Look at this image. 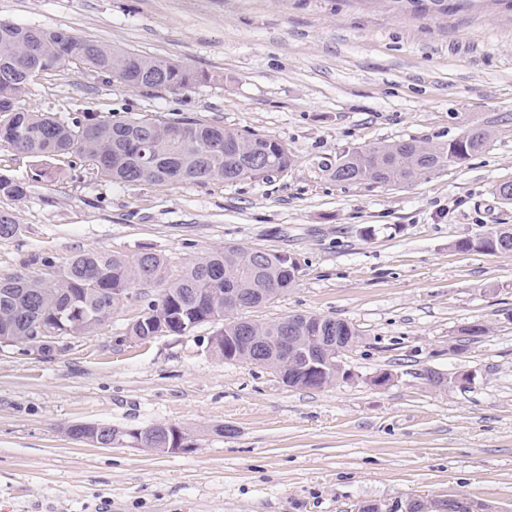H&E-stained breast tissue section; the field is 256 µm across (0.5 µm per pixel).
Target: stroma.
I'll use <instances>...</instances> for the list:
<instances>
[{
  "mask_svg": "<svg viewBox=\"0 0 512 512\" xmlns=\"http://www.w3.org/2000/svg\"><path fill=\"white\" fill-rule=\"evenodd\" d=\"M1 19L208 77L131 92L77 63L36 77L32 107L271 135L295 163L260 182L154 185L92 179L65 156L35 181L31 159L2 145L0 174L29 188L0 197L21 226L0 239V281L53 280L89 250L156 251L179 271L216 247L262 248L298 258L301 276L240 318L318 314L360 338L340 355L349 379L322 389L215 357L213 324L126 338L139 297L49 353L0 346V512H353L461 493L512 512V253L456 246L512 225L495 193L512 182V0L439 16L386 0H0ZM470 128L489 132L483 152L411 183L322 170L346 150ZM472 324L488 331L464 341ZM381 372L392 381L373 385ZM76 423L175 425L192 446L87 445L68 437Z\"/></svg>",
  "mask_w": 512,
  "mask_h": 512,
  "instance_id": "35a3bbf8",
  "label": "stroma"
}]
</instances>
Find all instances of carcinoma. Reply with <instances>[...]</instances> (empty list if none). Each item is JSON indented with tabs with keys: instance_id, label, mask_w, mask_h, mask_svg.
Returning a JSON list of instances; mask_svg holds the SVG:
<instances>
[{
	"instance_id": "obj_1",
	"label": "carcinoma",
	"mask_w": 512,
	"mask_h": 512,
	"mask_svg": "<svg viewBox=\"0 0 512 512\" xmlns=\"http://www.w3.org/2000/svg\"><path fill=\"white\" fill-rule=\"evenodd\" d=\"M413 4L422 14L448 12L449 0H395ZM78 62L135 91L184 90L208 80L170 58L147 56L80 37L63 28H43L0 20V143L33 159L32 179L50 176L47 161L65 155L89 163L91 175L118 183L182 184L264 180L292 164L288 148L277 138L226 129L190 120L163 122L127 116L102 119L85 109L70 120L26 105L30 82ZM488 133L454 138L443 145L418 140L381 144L367 150H349L325 165L340 183L389 184L412 182L449 164H461L481 153ZM27 184L0 174V197L20 198ZM20 232L12 213L0 210V238ZM463 251L512 252V234L495 227L456 242ZM269 260L254 263L246 251L226 246L211 250L181 273L172 275L168 260L154 252L114 254L84 251L73 255L49 283L19 275L0 281V335L27 336L32 324L63 314L56 329L61 336L92 331L101 317L117 307V291L156 288L143 310V320L128 327L132 336L152 331L151 318L163 313L175 322L177 335L190 333L200 322L223 323L221 336H230L224 298L213 288H237L265 303L260 288L288 292L297 282L292 257L264 251ZM359 337L349 322L328 318L327 336Z\"/></svg>"
}]
</instances>
